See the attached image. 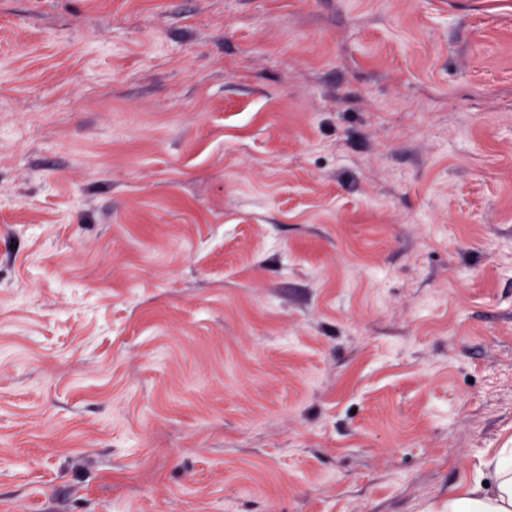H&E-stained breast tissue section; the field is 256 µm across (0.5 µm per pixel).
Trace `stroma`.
<instances>
[{"label":"stroma","mask_w":512,"mask_h":512,"mask_svg":"<svg viewBox=\"0 0 512 512\" xmlns=\"http://www.w3.org/2000/svg\"><path fill=\"white\" fill-rule=\"evenodd\" d=\"M512 448V0H0V512H446Z\"/></svg>","instance_id":"35a3bbf8"}]
</instances>
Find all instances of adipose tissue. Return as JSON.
Returning a JSON list of instances; mask_svg holds the SVG:
<instances>
[{
    "mask_svg": "<svg viewBox=\"0 0 512 512\" xmlns=\"http://www.w3.org/2000/svg\"><path fill=\"white\" fill-rule=\"evenodd\" d=\"M490 481L475 480L448 498V512H512V448L490 461Z\"/></svg>",
    "mask_w": 512,
    "mask_h": 512,
    "instance_id": "adipose-tissue-1",
    "label": "adipose tissue"
}]
</instances>
